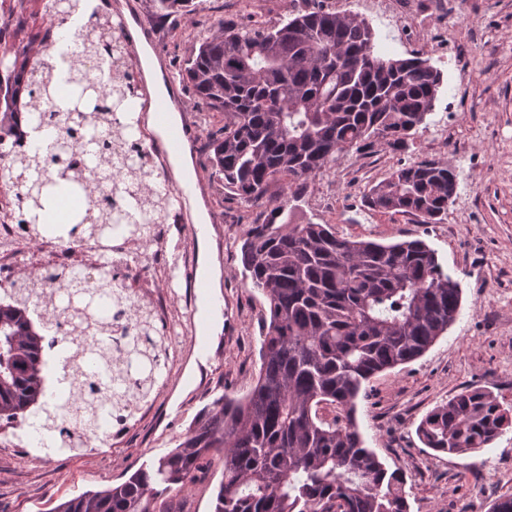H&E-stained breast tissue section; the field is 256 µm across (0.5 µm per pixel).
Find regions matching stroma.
<instances>
[{
  "label": "stroma",
  "instance_id": "stroma-1",
  "mask_svg": "<svg viewBox=\"0 0 512 512\" xmlns=\"http://www.w3.org/2000/svg\"><path fill=\"white\" fill-rule=\"evenodd\" d=\"M417 0L401 12L396 0H325L327 7L365 18L384 53L430 57L444 77L425 128L408 149L391 151L374 141L350 154L320 179L308 181L291 198L283 181L270 183L265 197L247 203L226 193L208 165L206 143L223 121H201L193 102L182 112L196 139L192 160L210 216L208 243L192 245L182 225L172 239L211 255L220 269L219 287L197 304L189 277L176 270L170 286L184 325L178 348L180 367L156 394L148 417L138 419L121 443L93 439L76 456H50L27 422L0 427V512H51L60 501L111 486L174 446L201 410L221 394H244L260 367V336L267 303L242 273L241 244L247 231L270 209L283 206V220L334 225L339 235L380 242L422 239L437 250L443 265L461 282L460 313L419 359L379 373L357 402V424L367 447L389 468L405 473L409 512H490L512 493V429L488 448L464 456L425 448L415 429L425 414L462 389H487L512 403V0ZM12 13L0 53L37 43L47 26L40 0H5ZM300 0H210L207 8L166 20L153 0H133L131 16L153 32L170 70L222 22L250 16L269 27L287 19ZM420 161L447 164L458 173L448 218L420 224L400 214L372 211L365 192L393 167ZM224 466L212 459L199 479L175 500L182 512H212L214 491Z\"/></svg>",
  "mask_w": 512,
  "mask_h": 512
}]
</instances>
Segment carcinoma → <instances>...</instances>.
I'll use <instances>...</instances> for the list:
<instances>
[{
  "instance_id": "1",
  "label": "carcinoma",
  "mask_w": 512,
  "mask_h": 512,
  "mask_svg": "<svg viewBox=\"0 0 512 512\" xmlns=\"http://www.w3.org/2000/svg\"><path fill=\"white\" fill-rule=\"evenodd\" d=\"M45 15L71 23L82 50L45 33L7 67L0 114V185L12 219L76 246L150 241L174 219V194L141 134L137 67L123 24L94 0H42ZM205 0H154L166 19ZM369 22L351 13L301 8L280 26L224 23L180 65L196 107L224 117L209 166L246 201L283 179L293 194L336 161L381 139L409 147L443 84L430 59L385 56ZM103 70L106 86L88 77ZM457 174L440 162L392 170L364 195L373 210L441 224ZM82 205L63 224L39 223L64 196ZM253 225L241 246L244 275L268 305L261 366L243 396L217 397L176 440L119 484L58 503L53 512H173L183 491L219 456L213 512H409L406 476L366 446L356 400L375 375L427 352L459 315L462 288L425 241L344 237L332 224ZM79 271L50 266L14 281L0 300V420L34 410L46 449L76 454L88 435L109 436L135 420L167 378L169 328L141 308L123 319L116 277L74 288ZM51 310L42 319L40 308ZM39 317L34 325L32 316ZM55 353L59 389L46 386L44 352ZM512 427V404L468 387L436 406L416 434L450 455L476 452Z\"/></svg>"
}]
</instances>
